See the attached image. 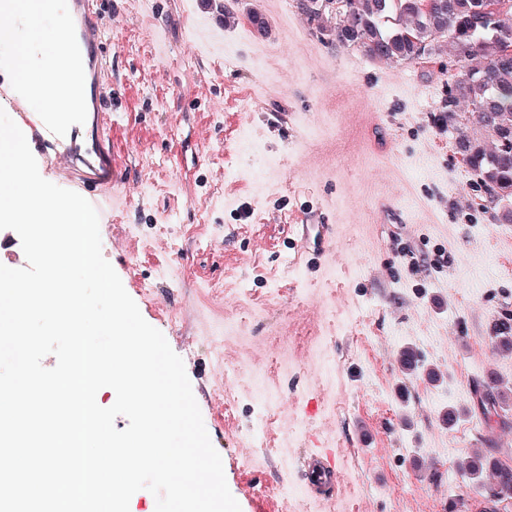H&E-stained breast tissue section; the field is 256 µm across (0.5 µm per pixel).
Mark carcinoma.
<instances>
[{
  "instance_id": "1",
  "label": "carcinoma",
  "mask_w": 512,
  "mask_h": 512,
  "mask_svg": "<svg viewBox=\"0 0 512 512\" xmlns=\"http://www.w3.org/2000/svg\"><path fill=\"white\" fill-rule=\"evenodd\" d=\"M297 0V8L329 43L356 46L385 62L429 58L448 38L457 77L440 112L457 152L477 175L497 220L512 223V4L501 0ZM499 349L512 351V320L492 328ZM454 472L476 483L487 500L512 499V466L481 448Z\"/></svg>"
}]
</instances>
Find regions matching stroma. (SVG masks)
I'll list each match as a JSON object with an SVG mask.
<instances>
[{"label":"stroma","mask_w":512,"mask_h":512,"mask_svg":"<svg viewBox=\"0 0 512 512\" xmlns=\"http://www.w3.org/2000/svg\"><path fill=\"white\" fill-rule=\"evenodd\" d=\"M102 23V254L182 358L241 512H483L446 473L485 446L512 463V352L491 332L512 312V223L436 122L451 50L373 59L325 43L296 0H104ZM415 255L449 262L415 277ZM493 368L491 429L474 385ZM323 448L342 474L328 502L304 479Z\"/></svg>","instance_id":"1"}]
</instances>
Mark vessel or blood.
<instances>
[{
	"label": "vessel or blood",
	"mask_w": 512,
	"mask_h": 512,
	"mask_svg": "<svg viewBox=\"0 0 512 512\" xmlns=\"http://www.w3.org/2000/svg\"><path fill=\"white\" fill-rule=\"evenodd\" d=\"M98 3L67 0L60 15L66 50L59 67L79 69L80 82L52 89L49 106L39 112L32 110L27 93L0 82V106L26 127L34 152L50 157L55 168L70 172L79 181L83 197L100 211L104 208L103 194L112 187V147L104 136L85 142L82 125L71 121L72 116L88 112L97 130L104 132L112 124V107L104 88L106 29L99 18ZM305 479L319 497H331L340 480L335 458L311 455L305 464Z\"/></svg>",
	"instance_id": "b4317fda"
}]
</instances>
